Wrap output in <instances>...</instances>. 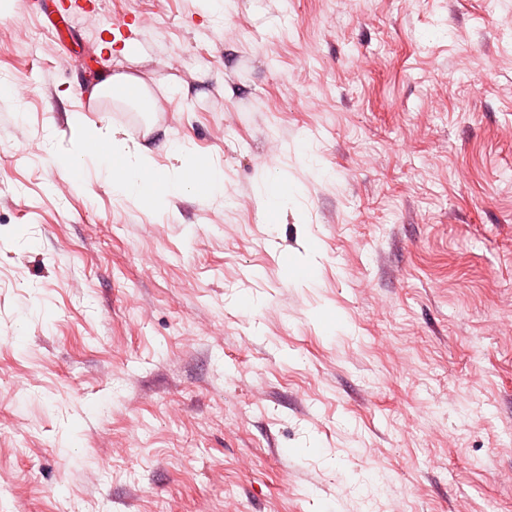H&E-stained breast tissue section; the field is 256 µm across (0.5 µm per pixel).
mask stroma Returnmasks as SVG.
<instances>
[{
	"label": "stroma",
	"instance_id": "1",
	"mask_svg": "<svg viewBox=\"0 0 512 512\" xmlns=\"http://www.w3.org/2000/svg\"><path fill=\"white\" fill-rule=\"evenodd\" d=\"M39 2L0 17V512H512V0ZM78 118L223 197L118 201L53 162ZM59 14L62 17H85L97 19L99 12L93 0H59ZM104 96H112L137 112H156L157 103L150 94L146 82L133 74L119 73L103 79L96 87ZM266 214L272 218L280 209L284 199L288 197V179H274L259 191Z\"/></svg>",
	"mask_w": 512,
	"mask_h": 512
}]
</instances>
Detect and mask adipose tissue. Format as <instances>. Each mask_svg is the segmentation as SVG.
Returning <instances> with one entry per match:
<instances>
[{"label": "adipose tissue", "mask_w": 512, "mask_h": 512, "mask_svg": "<svg viewBox=\"0 0 512 512\" xmlns=\"http://www.w3.org/2000/svg\"><path fill=\"white\" fill-rule=\"evenodd\" d=\"M102 95L112 97L139 112L155 111L157 103L146 82L133 74L119 73L103 79L97 86ZM76 152L56 157L59 167L72 169L93 163L98 171L112 178V192L118 199L132 203H153L169 194L189 192L196 187L195 174L199 166L187 163L178 174L159 169L151 151L138 146L126 151L110 132L100 129L76 128Z\"/></svg>", "instance_id": "obj_1"}]
</instances>
